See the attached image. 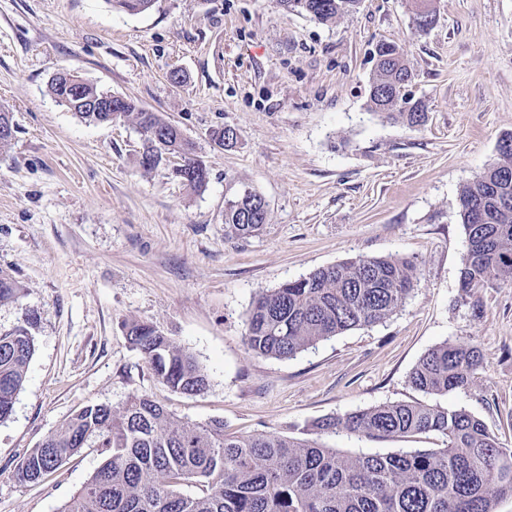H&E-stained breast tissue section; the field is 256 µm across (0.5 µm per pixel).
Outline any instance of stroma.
Listing matches in <instances>:
<instances>
[{
  "label": "stroma",
  "instance_id": "stroma-1",
  "mask_svg": "<svg viewBox=\"0 0 512 512\" xmlns=\"http://www.w3.org/2000/svg\"><path fill=\"white\" fill-rule=\"evenodd\" d=\"M433 5L422 31L410 0H361L329 24L280 0H155L137 15L105 0H0V108L15 126L0 149V269L23 286L0 307V330L22 309L39 316L23 387L0 422V512H60L102 464L100 449L37 484L17 481L18 463L84 406L118 410L135 394L182 421L314 438L347 456L442 439L315 437L312 423L393 402L462 408L512 448V284L470 297L459 287L460 192L512 132V0ZM382 40L407 54L422 127L368 110ZM61 69L176 125L205 161L207 185L190 191L165 164L141 169L134 123H89L59 104L48 83ZM225 126L240 134L229 150L211 139ZM246 188L265 198L268 221L228 235L224 203ZM388 255L421 273L384 322L290 359L248 350L257 294ZM134 321L191 352L207 390L159 382L127 339ZM447 341L478 347L472 383L445 396L413 389L420 357Z\"/></svg>",
  "mask_w": 512,
  "mask_h": 512
}]
</instances>
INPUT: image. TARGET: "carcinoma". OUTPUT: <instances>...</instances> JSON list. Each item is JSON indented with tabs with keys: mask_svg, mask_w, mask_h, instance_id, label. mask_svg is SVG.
<instances>
[{
	"mask_svg": "<svg viewBox=\"0 0 512 512\" xmlns=\"http://www.w3.org/2000/svg\"><path fill=\"white\" fill-rule=\"evenodd\" d=\"M359 0H281L321 23H333ZM129 14L148 10L153 0H106ZM415 77L405 50L390 42L377 45L368 108L378 115L421 127L427 112L419 100L400 103V88ZM87 108L75 115L93 123L113 117L134 121L144 136L137 163L156 168L168 147L185 160L172 172L191 191L202 189L209 171L179 128L131 100L120 112H96L92 103L108 96L94 85L83 87ZM14 136L9 112L0 111V148ZM498 161L465 186L460 204L466 249L459 270L467 295L493 281L512 278V145L498 149ZM268 205L248 188L226 201L225 231L237 237L257 232ZM419 270L396 256L348 259L287 281L253 300L245 343L258 355L295 356L332 336L383 322L410 294ZM20 283L0 270V306L18 302ZM37 313L28 309L20 324L0 331V422L12 411L35 351L32 329ZM129 343L153 374L173 391L203 393L208 376L177 341L145 322L126 326ZM480 365L477 347L445 342L425 352L409 375L413 388L446 395L469 385ZM386 439L436 433L443 447L395 454L348 457L316 441L275 434L248 437L224 433V421L174 419L146 395L132 396L121 410L91 404L63 429L45 437L17 465V478L34 483L59 469L85 448H100L105 458L82 489L60 512H495L499 499L512 497V448L503 446L479 418L464 409L397 402L315 421L312 431L336 430ZM183 483L196 491L183 493Z\"/></svg>",
	"mask_w": 512,
	"mask_h": 512,
	"instance_id": "obj_1",
	"label": "carcinoma"
}]
</instances>
